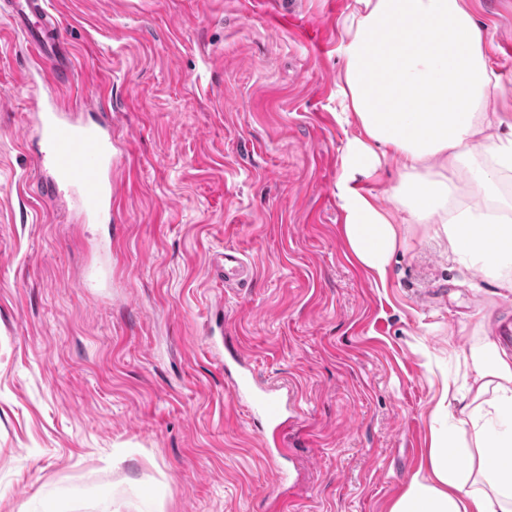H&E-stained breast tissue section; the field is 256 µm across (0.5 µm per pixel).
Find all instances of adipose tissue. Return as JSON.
I'll return each instance as SVG.
<instances>
[{
  "mask_svg": "<svg viewBox=\"0 0 512 512\" xmlns=\"http://www.w3.org/2000/svg\"><path fill=\"white\" fill-rule=\"evenodd\" d=\"M338 29L334 196L356 258L385 276L418 226L512 288V124L470 0H349ZM391 162L385 206L370 184ZM470 358L471 385L448 382L433 415L430 476L414 475L391 512H512V354L486 336Z\"/></svg>",
  "mask_w": 512,
  "mask_h": 512,
  "instance_id": "adipose-tissue-1",
  "label": "adipose tissue"
}]
</instances>
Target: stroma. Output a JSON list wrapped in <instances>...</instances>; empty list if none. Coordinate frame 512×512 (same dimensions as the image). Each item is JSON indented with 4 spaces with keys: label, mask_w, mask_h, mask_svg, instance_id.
<instances>
[{
    "label": "stroma",
    "mask_w": 512,
    "mask_h": 512,
    "mask_svg": "<svg viewBox=\"0 0 512 512\" xmlns=\"http://www.w3.org/2000/svg\"><path fill=\"white\" fill-rule=\"evenodd\" d=\"M276 2L278 32L260 0H49L37 66L72 65L51 88L0 18V512H390L479 321L512 322V288L422 230L386 277L355 259L333 195L348 0ZM471 4L511 117L512 0ZM88 99L119 145L114 235L41 195L27 136L35 103ZM227 248L250 287L206 278ZM219 299L225 340L296 405L284 483L208 348Z\"/></svg>",
    "instance_id": "1"
}]
</instances>
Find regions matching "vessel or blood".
Listing matches in <instances>:
<instances>
[{
  "mask_svg": "<svg viewBox=\"0 0 512 512\" xmlns=\"http://www.w3.org/2000/svg\"><path fill=\"white\" fill-rule=\"evenodd\" d=\"M9 19L32 51L40 56L51 54L58 19L47 0H11ZM34 127L42 143L36 164L49 196L63 207L75 204L86 222L96 223L111 215L115 142L108 114L90 121L55 105L40 106L34 114ZM207 272L220 276L228 288L242 287L253 277L251 263L235 249L225 250ZM223 363L235 397L247 404L250 420L279 426L283 414L280 394L257 381L239 349L225 348Z\"/></svg>",
  "mask_w": 512,
  "mask_h": 512,
  "instance_id": "1",
  "label": "vessel or blood"
}]
</instances>
